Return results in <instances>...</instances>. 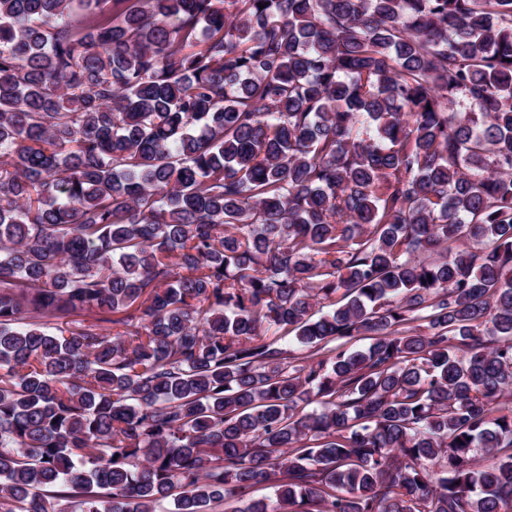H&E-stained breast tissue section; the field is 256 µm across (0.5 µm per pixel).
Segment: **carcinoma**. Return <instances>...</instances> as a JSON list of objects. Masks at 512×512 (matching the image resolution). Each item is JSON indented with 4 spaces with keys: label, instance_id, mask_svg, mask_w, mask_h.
<instances>
[{
    "label": "carcinoma",
    "instance_id": "1",
    "mask_svg": "<svg viewBox=\"0 0 512 512\" xmlns=\"http://www.w3.org/2000/svg\"><path fill=\"white\" fill-rule=\"evenodd\" d=\"M168 498L512 512V0H0V512Z\"/></svg>",
    "mask_w": 512,
    "mask_h": 512
}]
</instances>
